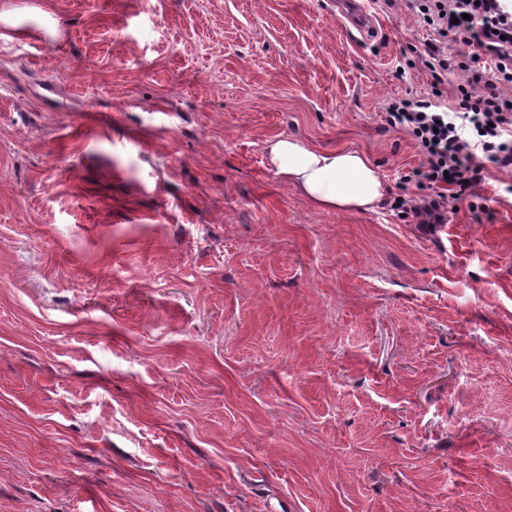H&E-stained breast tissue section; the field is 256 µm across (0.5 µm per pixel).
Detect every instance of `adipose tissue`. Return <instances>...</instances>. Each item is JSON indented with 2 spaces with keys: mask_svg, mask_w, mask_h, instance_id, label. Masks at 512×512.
<instances>
[{
  "mask_svg": "<svg viewBox=\"0 0 512 512\" xmlns=\"http://www.w3.org/2000/svg\"><path fill=\"white\" fill-rule=\"evenodd\" d=\"M265 152L276 175L319 208L370 212L387 196L376 165L363 153L323 151L294 137L269 142Z\"/></svg>",
  "mask_w": 512,
  "mask_h": 512,
  "instance_id": "1",
  "label": "adipose tissue"
}]
</instances>
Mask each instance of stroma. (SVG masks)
Masks as SVG:
<instances>
[{"instance_id":"35a3bbf8","label":"stroma","mask_w":512,"mask_h":512,"mask_svg":"<svg viewBox=\"0 0 512 512\" xmlns=\"http://www.w3.org/2000/svg\"><path fill=\"white\" fill-rule=\"evenodd\" d=\"M0 0V512H512V170L393 209L403 0ZM295 137L390 203L317 208ZM366 2L368 1L342 2L339 19L347 29L357 32L364 39H369L376 30V22L366 7ZM265 152L276 175L321 209L370 212L387 196L376 165L358 151H323L285 137L268 142Z\"/></svg>"}]
</instances>
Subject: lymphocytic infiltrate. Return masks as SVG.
Segmentation results:
<instances>
[{"instance_id": "f902f5d3", "label": "lymphocytic infiltrate", "mask_w": 512, "mask_h": 512, "mask_svg": "<svg viewBox=\"0 0 512 512\" xmlns=\"http://www.w3.org/2000/svg\"><path fill=\"white\" fill-rule=\"evenodd\" d=\"M433 32L426 50L432 86L451 72H466L451 103L431 98H395L384 121L408 132L424 161L412 177L423 195L397 201L402 216L443 224L456 202L471 197L490 168H512V10L501 0H406ZM462 43L460 59L448 47Z\"/></svg>"}]
</instances>
